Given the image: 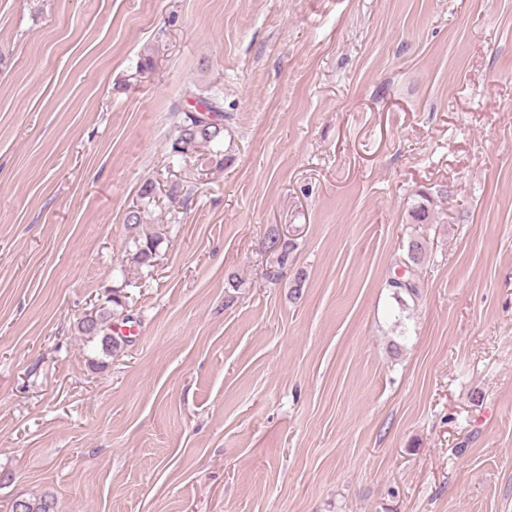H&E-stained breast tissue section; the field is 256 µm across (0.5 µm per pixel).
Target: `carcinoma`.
Segmentation results:
<instances>
[{
    "instance_id": "1",
    "label": "carcinoma",
    "mask_w": 512,
    "mask_h": 512,
    "mask_svg": "<svg viewBox=\"0 0 512 512\" xmlns=\"http://www.w3.org/2000/svg\"><path fill=\"white\" fill-rule=\"evenodd\" d=\"M200 107L213 114L215 120L206 117L201 119L196 112L182 111L178 113L176 122V137L172 142V154L182 158L191 156L198 152L201 147L213 148L224 143L225 132L229 131V120L231 114L224 112L222 91L218 88L212 90L208 96L198 98ZM155 186L148 182L140 190V198L144 200L143 207L129 211L125 217V224L132 230L144 223L147 199L151 198ZM135 251L132 260L139 266L153 267L154 259L157 256L158 239L154 236L132 237ZM426 257V241L415 236L408 242L407 250L400 259L403 266L407 268L408 277L405 279H393L389 281L395 296L406 293L411 297L418 296V281L421 265ZM112 307H103L88 318L83 317L78 321L79 333L88 338V341H98L102 352L115 355L123 348L126 342L124 337L116 334L112 328V321H128L129 315L124 313V302L118 294H113L109 299ZM22 512H55V502L51 499H29L20 497Z\"/></svg>"
}]
</instances>
